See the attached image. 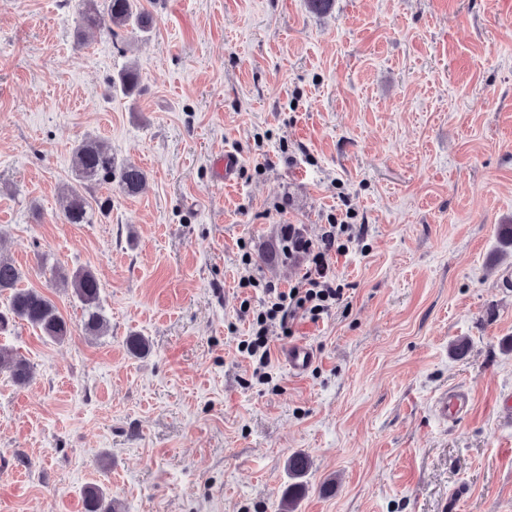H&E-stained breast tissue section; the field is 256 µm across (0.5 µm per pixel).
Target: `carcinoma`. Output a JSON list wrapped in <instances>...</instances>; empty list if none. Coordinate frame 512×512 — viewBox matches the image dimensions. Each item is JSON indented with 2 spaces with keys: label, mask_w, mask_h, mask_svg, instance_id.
I'll use <instances>...</instances> for the list:
<instances>
[{
  "label": "carcinoma",
  "mask_w": 512,
  "mask_h": 512,
  "mask_svg": "<svg viewBox=\"0 0 512 512\" xmlns=\"http://www.w3.org/2000/svg\"><path fill=\"white\" fill-rule=\"evenodd\" d=\"M82 26L89 31L105 30L118 36V31L130 33H149L155 26L153 16L143 7L141 0H104L103 9H98L96 0H82L80 11ZM139 86V75L131 67L120 70L112 78L110 88L125 96H131ZM73 162L80 181L85 185L110 186L112 180L118 184L124 194H137L144 182L142 170L133 166L118 164L112 155V147L107 143L86 138L73 149ZM63 216L69 224H91L93 210L83 194L75 189L67 190ZM56 284L72 290L82 305V326L85 333L97 335L104 333L108 323L100 305L101 289L94 272L80 268L72 273L55 276ZM22 275L11 262L0 259V292L8 294V312L0 311V332L8 329L9 324L24 322L52 341L61 342L71 335V326L59 313L55 303L44 293L21 285ZM8 370L13 382L24 386L31 381L33 369L30 363L13 353L5 345H0V370ZM311 468V460L304 453L288 457V475L293 483L288 485V505L305 491L301 478ZM85 512H116L106 503V496L98 486H89L84 491Z\"/></svg>",
  "instance_id": "obj_1"
}]
</instances>
